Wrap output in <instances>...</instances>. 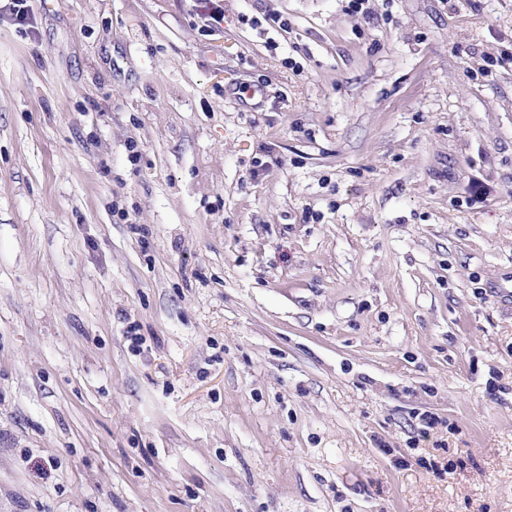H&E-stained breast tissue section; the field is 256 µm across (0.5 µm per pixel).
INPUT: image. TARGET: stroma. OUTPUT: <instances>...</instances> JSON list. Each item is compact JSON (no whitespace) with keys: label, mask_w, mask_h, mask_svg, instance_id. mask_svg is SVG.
I'll use <instances>...</instances> for the list:
<instances>
[{"label":"stroma","mask_w":512,"mask_h":512,"mask_svg":"<svg viewBox=\"0 0 512 512\" xmlns=\"http://www.w3.org/2000/svg\"><path fill=\"white\" fill-rule=\"evenodd\" d=\"M348 3L0 11V512H512V0Z\"/></svg>","instance_id":"1"}]
</instances>
